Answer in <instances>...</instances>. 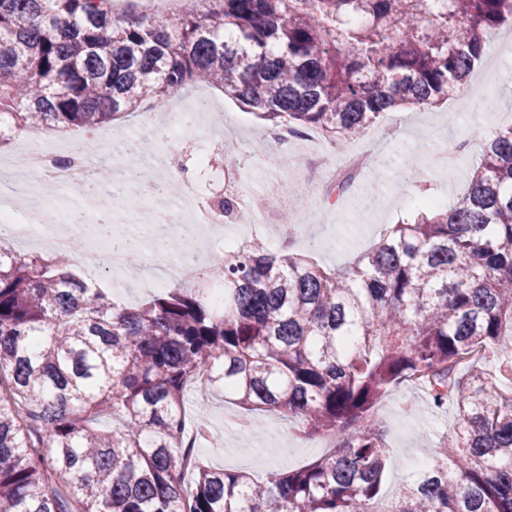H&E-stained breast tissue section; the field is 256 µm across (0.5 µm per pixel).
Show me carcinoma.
<instances>
[{
    "mask_svg": "<svg viewBox=\"0 0 512 512\" xmlns=\"http://www.w3.org/2000/svg\"><path fill=\"white\" fill-rule=\"evenodd\" d=\"M206 2L149 18L0 0V147L160 108L193 82L268 131L353 141L386 112L448 100L512 23L507 0ZM217 203L246 213L233 193ZM68 262L0 249V512H370L390 459L377 404L418 373L457 421L395 512H512V391L497 381H512V125L453 207L419 205L347 272L255 239L212 259L223 306L197 281L131 309ZM475 347L487 357L460 367ZM198 374L335 450L263 483L199 462L185 485Z\"/></svg>",
    "mask_w": 512,
    "mask_h": 512,
    "instance_id": "obj_1",
    "label": "carcinoma"
}]
</instances>
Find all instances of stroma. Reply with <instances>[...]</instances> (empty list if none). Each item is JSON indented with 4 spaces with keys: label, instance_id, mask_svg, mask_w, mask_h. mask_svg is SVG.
Segmentation results:
<instances>
[{
    "label": "stroma",
    "instance_id": "stroma-1",
    "mask_svg": "<svg viewBox=\"0 0 512 512\" xmlns=\"http://www.w3.org/2000/svg\"><path fill=\"white\" fill-rule=\"evenodd\" d=\"M511 45L512 27L506 25L492 35L490 51L476 64L468 86L457 96L429 110L386 113L382 122L395 127V138L381 141L374 164L366 170L356 190L334 206L321 201L320 187L310 181L306 168L272 167L274 151L270 148L261 154L253 153L254 144L263 137L261 121L237 102L220 98V115L198 128L196 134L214 140L222 136L236 139L241 151L214 162L202 180L203 187L210 196L220 195L232 175L238 176L256 195L265 193L272 184L281 185L288 205L295 207L299 216L300 228L289 245L290 252L307 256L325 269L345 268L378 241L387 225L413 213L418 192H425L443 207L451 206L461 197L467 173L480 159L487 137L500 126L512 124V112H496L487 106L490 94L512 93V56L499 55L502 48ZM148 111V106H141L124 122L116 124L121 138L115 153L130 166L173 172L186 163L191 152L182 144V131L176 126L166 135L162 155L140 150V142L158 137L156 129L143 122ZM454 146L460 149L456 168L448 169L438 163L427 165L417 187L398 177L407 157L423 150L437 154ZM137 199V193L129 191L113 195L111 208L126 216L125 221L116 223L115 230L127 236L138 250L144 263L143 275L131 278L125 269L106 264L96 271L114 297L130 305L157 295V277H166L171 288L186 284L181 273L167 276L162 270L164 259L157 244L170 236V225L142 223L131 216L129 209ZM284 228V222L258 214L249 222L225 223L224 239L240 244L259 238L273 245ZM408 398L415 403L409 413L402 409ZM198 409L205 415L211 433V442L200 449V456L212 467L244 471L257 482L265 481L272 471L300 468L328 452L325 440L300 437L288 420L272 412L244 410L220 392L209 393L200 407L194 400H187V412ZM377 414L384 424L385 441L394 462L383 487L388 494L413 474V462L422 460L452 431L456 406L451 403L435 409L426 393L411 394L398 386L381 399ZM242 420L250 422V430H239Z\"/></svg>",
    "mask_w": 512,
    "mask_h": 512
}]
</instances>
